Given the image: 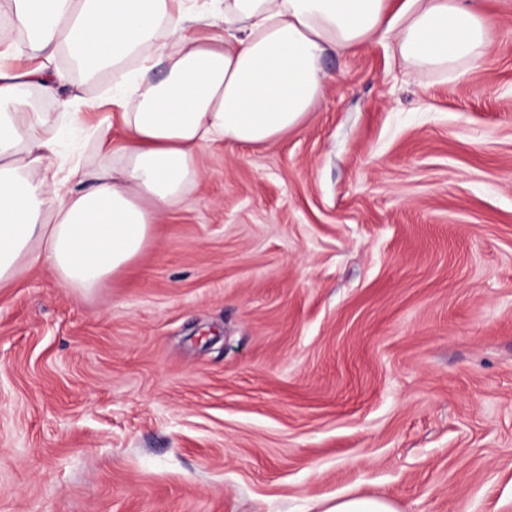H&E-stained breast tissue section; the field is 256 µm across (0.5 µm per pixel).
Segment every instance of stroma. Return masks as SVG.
I'll list each match as a JSON object with an SVG mask.
<instances>
[{"mask_svg":"<svg viewBox=\"0 0 512 512\" xmlns=\"http://www.w3.org/2000/svg\"><path fill=\"white\" fill-rule=\"evenodd\" d=\"M477 63L328 51L89 290L0 283V512H512V0ZM73 77L84 126L112 80ZM324 512H398L388 499L374 496L343 495L331 501Z\"/></svg>","mask_w":512,"mask_h":512,"instance_id":"obj_1","label":"stroma"}]
</instances>
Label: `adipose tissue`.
Listing matches in <instances>:
<instances>
[{"instance_id":"1","label":"adipose tissue","mask_w":512,"mask_h":512,"mask_svg":"<svg viewBox=\"0 0 512 512\" xmlns=\"http://www.w3.org/2000/svg\"><path fill=\"white\" fill-rule=\"evenodd\" d=\"M185 2L0 0V20L26 33L38 61L18 70L0 50V283L42 261L65 288H95L126 270L162 214L184 202L203 146L266 144L314 111L328 51L393 35L404 59L444 71L480 59L490 41L468 0H406L397 30L385 22L389 0H211L197 14ZM213 17L222 33L187 36L188 24ZM62 52L70 68L56 67ZM130 59L137 66L111 98L128 137L122 164L89 178L79 162L62 168L66 129L32 91L56 99L71 69L92 77Z\"/></svg>"}]
</instances>
